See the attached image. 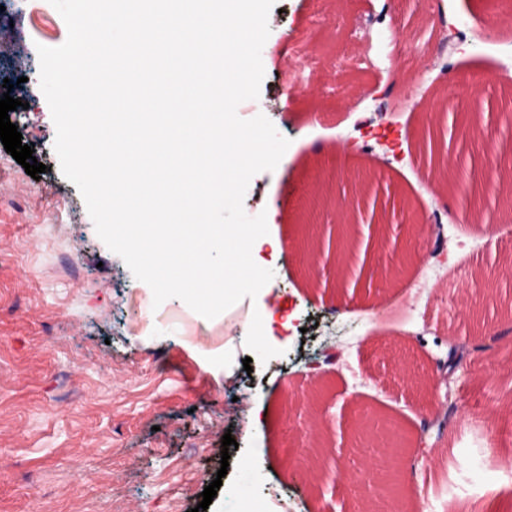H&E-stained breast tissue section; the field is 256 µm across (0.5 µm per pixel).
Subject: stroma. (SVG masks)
I'll use <instances>...</instances> for the list:
<instances>
[{
	"mask_svg": "<svg viewBox=\"0 0 512 512\" xmlns=\"http://www.w3.org/2000/svg\"><path fill=\"white\" fill-rule=\"evenodd\" d=\"M485 0H276L261 57L258 99L239 117L265 115L290 151L256 174L243 200L247 215L275 208L271 228L284 243L269 297L297 309L281 345L261 351L244 326L245 298L214 319L182 300L154 306L148 285L97 236L84 200L62 175L56 135L39 83L38 46L68 36L49 0H18L0 14V58L23 77L11 112L24 143L46 167L33 179L0 146V512H192L211 481L209 506L223 512L240 474L218 477L222 437L239 451L258 448L255 495L265 512H375L352 473L378 457L354 453L351 424L360 409L389 419L403 441L397 487L406 512H512V482L494 463L512 446H489L486 431L512 428V407L487 405L512 390V218L498 213L512 194V167L498 166L476 207L465 204L471 164L512 152L499 111L512 74V22L488 24ZM452 24L477 30L466 47L442 43ZM487 77L462 111L484 133V151L453 137L440 89L462 73ZM413 149L434 131L450 178L395 161L378 142L359 155L346 138L363 124ZM366 194L352 224L356 250L347 273L320 270L310 280L299 244L308 232L302 202ZM497 288L484 295L483 281ZM338 327L334 362L310 379L306 328ZM476 345L466 376L442 371L450 343ZM263 398L262 432L249 411ZM332 424L340 468L321 488L318 469L286 462L306 447V431ZM433 445L418 455L419 440ZM495 482V493L471 487Z\"/></svg>",
	"mask_w": 512,
	"mask_h": 512,
	"instance_id": "1",
	"label": "stroma"
}]
</instances>
